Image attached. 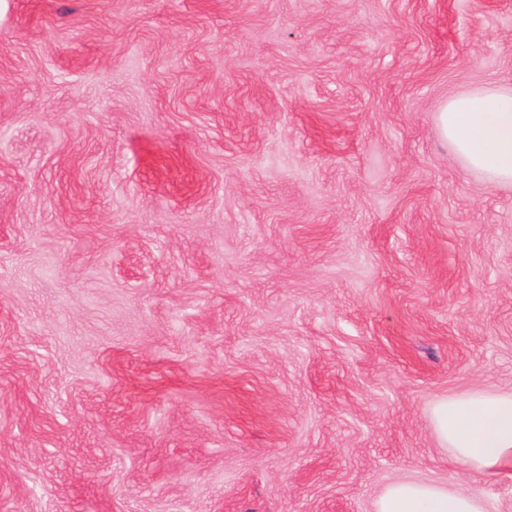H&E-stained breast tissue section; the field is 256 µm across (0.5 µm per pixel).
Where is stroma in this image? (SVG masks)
I'll list each match as a JSON object with an SVG mask.
<instances>
[{"label":"stroma","mask_w":512,"mask_h":512,"mask_svg":"<svg viewBox=\"0 0 512 512\" xmlns=\"http://www.w3.org/2000/svg\"><path fill=\"white\" fill-rule=\"evenodd\" d=\"M512 0H0V512H375L512 479V187L440 105ZM432 416L440 443L480 475L512 478V392L439 399ZM376 512H489L483 496L431 482L399 481L380 496Z\"/></svg>","instance_id":"stroma-1"}]
</instances>
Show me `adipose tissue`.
Wrapping results in <instances>:
<instances>
[{
  "label": "adipose tissue",
  "instance_id": "adipose-tissue-1",
  "mask_svg": "<svg viewBox=\"0 0 512 512\" xmlns=\"http://www.w3.org/2000/svg\"><path fill=\"white\" fill-rule=\"evenodd\" d=\"M437 122L465 163L496 185H512V88L468 90L450 98ZM440 443L480 475L512 478V392L484 391L437 400ZM376 512H488L483 496L431 482L399 481Z\"/></svg>",
  "mask_w": 512,
  "mask_h": 512
}]
</instances>
